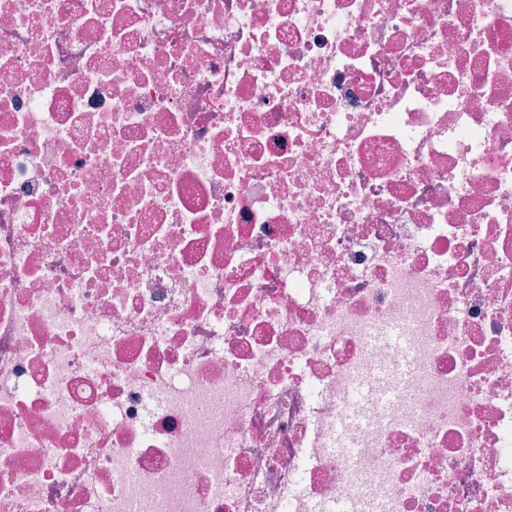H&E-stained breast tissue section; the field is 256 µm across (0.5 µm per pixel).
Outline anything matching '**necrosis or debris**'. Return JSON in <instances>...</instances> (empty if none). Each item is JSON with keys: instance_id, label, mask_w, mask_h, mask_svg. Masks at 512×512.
Masks as SVG:
<instances>
[{"instance_id": "necrosis-or-debris-1", "label": "necrosis or debris", "mask_w": 512, "mask_h": 512, "mask_svg": "<svg viewBox=\"0 0 512 512\" xmlns=\"http://www.w3.org/2000/svg\"><path fill=\"white\" fill-rule=\"evenodd\" d=\"M512 512V0H0V512Z\"/></svg>"}]
</instances>
